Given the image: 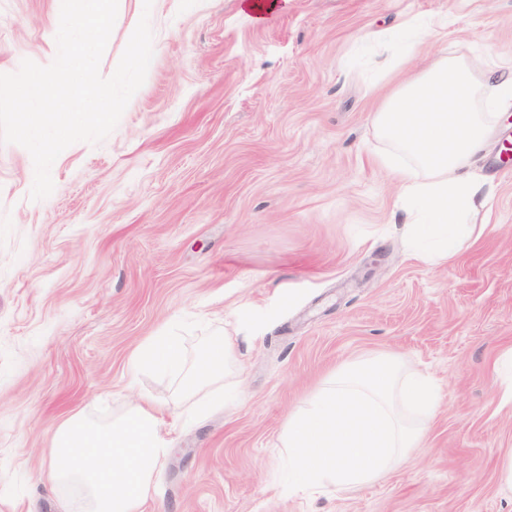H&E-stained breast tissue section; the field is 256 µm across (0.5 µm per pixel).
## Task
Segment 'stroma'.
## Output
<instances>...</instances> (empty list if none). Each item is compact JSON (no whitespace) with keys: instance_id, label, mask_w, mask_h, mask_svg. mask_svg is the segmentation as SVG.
Listing matches in <instances>:
<instances>
[{"instance_id":"stroma-1","label":"stroma","mask_w":512,"mask_h":512,"mask_svg":"<svg viewBox=\"0 0 512 512\" xmlns=\"http://www.w3.org/2000/svg\"><path fill=\"white\" fill-rule=\"evenodd\" d=\"M238 0H120L111 76L142 13L153 57L100 143H75L29 193V152L0 143V512H59L39 475L56 427L160 400L169 452L142 512H512L500 356L512 348V162L476 166L490 221L448 265L403 239L369 86L393 47L364 35L430 22L421 61L512 59V0H288L263 24ZM53 0H0V73L57 55ZM228 333L241 396L197 410L132 350ZM374 354L431 374L441 407L412 464L354 491L286 489L281 428L337 366Z\"/></svg>"}]
</instances>
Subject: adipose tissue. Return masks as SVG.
I'll return each mask as SVG.
<instances>
[{
	"label": "adipose tissue",
	"mask_w": 512,
	"mask_h": 512,
	"mask_svg": "<svg viewBox=\"0 0 512 512\" xmlns=\"http://www.w3.org/2000/svg\"><path fill=\"white\" fill-rule=\"evenodd\" d=\"M404 31L407 46L388 63L398 80L372 114L392 150L374 160L400 188L402 224L414 254L429 266H444L473 240L474 218L487 203L474 164L499 114L512 109V61L478 71L443 54L415 71L410 63L427 32L409 25ZM131 368L169 376L188 398L206 405L222 403L239 386L234 350L223 337L191 356L180 337L160 333L133 352ZM167 452L156 405L143 400L108 423L82 414L63 421L44 476L76 512H141Z\"/></svg>",
	"instance_id": "obj_1"
}]
</instances>
